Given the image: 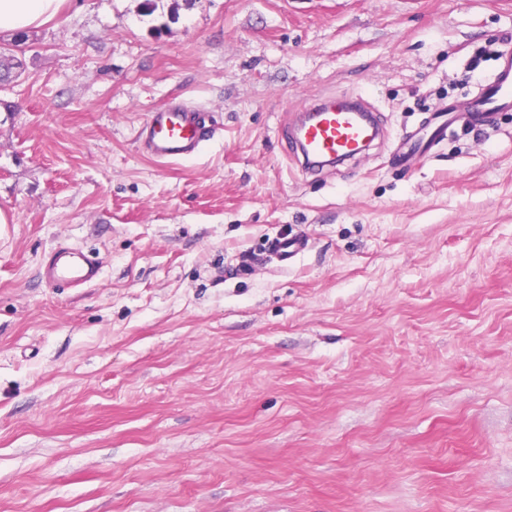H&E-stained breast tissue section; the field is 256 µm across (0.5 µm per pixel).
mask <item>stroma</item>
I'll list each match as a JSON object with an SVG mask.
<instances>
[{
	"label": "stroma",
	"mask_w": 512,
	"mask_h": 512,
	"mask_svg": "<svg viewBox=\"0 0 512 512\" xmlns=\"http://www.w3.org/2000/svg\"><path fill=\"white\" fill-rule=\"evenodd\" d=\"M0 49V512H512V112L392 153L512 0H66ZM345 93L389 137L308 175L284 123ZM173 99L213 130L159 162ZM211 127L210 112L172 101L152 112L138 140L152 157L164 162L175 161L197 153ZM46 279L57 287L80 288L98 277L95 259L83 251L62 248L45 266Z\"/></svg>",
	"instance_id": "obj_1"
}]
</instances>
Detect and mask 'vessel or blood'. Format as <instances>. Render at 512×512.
I'll list each match as a JSON object with an SVG mask.
<instances>
[{"instance_id":"vessel-or-blood-1","label":"vessel or blood","mask_w":512,"mask_h":512,"mask_svg":"<svg viewBox=\"0 0 512 512\" xmlns=\"http://www.w3.org/2000/svg\"><path fill=\"white\" fill-rule=\"evenodd\" d=\"M471 112L492 119L494 113L512 111V51L500 58L493 76L470 103ZM212 126L210 113L170 102L153 112L138 139L148 154L164 161L194 155ZM288 151L308 171L323 162L348 157L373 143L382 130L374 119L373 105L360 96L321 95L286 128ZM98 276L95 259L83 251L63 248L45 266L46 279L57 287L80 288Z\"/></svg>"}]
</instances>
